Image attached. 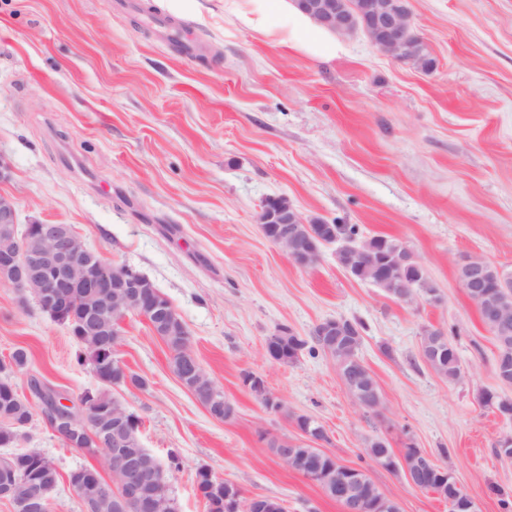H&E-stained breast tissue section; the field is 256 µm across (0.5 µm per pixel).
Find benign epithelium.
I'll return each instance as SVG.
<instances>
[{"label":"benign epithelium","instance_id":"7a95c632","mask_svg":"<svg viewBox=\"0 0 512 512\" xmlns=\"http://www.w3.org/2000/svg\"><path fill=\"white\" fill-rule=\"evenodd\" d=\"M295 7L311 22L333 33L349 34L354 31L351 17L344 11L340 0H293ZM364 32L379 49L389 52V56L404 61L417 53V38L411 33L410 26L401 14L396 0H369L363 15ZM279 198H267L261 208V223L275 225V230L264 229L265 237L282 246L289 257H294L299 236L294 225L305 223L298 213H288L278 208ZM0 226L16 227L17 213L13 199L0 194ZM26 236L38 242L36 252L18 249V239L14 238L0 247L1 284H8L22 293L32 294L43 309L61 312L68 304L72 291L82 289L86 294L101 300L99 310L112 312L113 327L107 332L120 328L121 307L137 304L148 299L147 289L152 284L125 271L116 272L112 262L91 251L69 224H30ZM465 274L460 283L471 292L473 298L482 306L491 309L493 321L506 324L512 320L508 307L500 302L487 299L482 288V267L468 261L463 263ZM43 417L52 431L70 429L77 425L73 415H60L51 405L45 406ZM100 448H109V460L116 461L114 469L120 472L118 482L106 480L99 474H93L94 483L86 488L82 483L76 488L89 499H111L120 512H157L159 475L155 470L146 469L134 456H122L117 452L121 443L117 440L95 439ZM277 455L293 471L299 463L294 449L288 447V440H276ZM332 470L336 474V496L344 500L345 512H384L394 504L389 497L373 500L362 494V479L359 469L333 462ZM402 473L411 486L416 489L429 487L420 459L413 466H403ZM15 480L7 476L0 482V499L13 504L16 512H31L42 505L34 498L19 497L14 493ZM433 494L448 503V512H475L473 501L460 490L453 496L433 491ZM238 487L224 483V501L228 507L239 512H257L258 499L253 498L244 506L240 505Z\"/></svg>","mask_w":512,"mask_h":512}]
</instances>
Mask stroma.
Segmentation results:
<instances>
[{"label":"stroma","instance_id":"1","mask_svg":"<svg viewBox=\"0 0 512 512\" xmlns=\"http://www.w3.org/2000/svg\"><path fill=\"white\" fill-rule=\"evenodd\" d=\"M147 1L192 33L195 55L145 24ZM408 5L432 70L396 61L361 31L289 25L277 0H0V156L12 168L0 193L14 198L19 224L72 225L89 248L149 278L233 407L212 417L147 320L123 318L118 357L148 387L112 395L138 417L143 448L163 464L178 455L179 512H206L202 470L287 512H344L278 458L279 437L363 470L401 512H448L365 453L375 437L397 454L412 445L452 469L476 512H504L497 493L512 494V459L496 442L512 436V419L481 396L512 399V386L495 376L494 338L458 267L482 257L512 271V0ZM271 196L307 221L402 243L438 301L405 303L357 280L334 243L314 266L295 264L258 222ZM336 317L365 326L360 357L379 411L356 406L323 353L293 363L264 354L279 328L307 336ZM427 326L452 340L461 381L424 360ZM17 346L31 353L12 376L20 394L32 377L71 398L99 390L69 328L2 284L0 358ZM246 372L263 377L280 410L243 385ZM298 415L326 440L306 438ZM31 449L61 475L51 512H83L66 477L101 456L64 445L38 412L0 459Z\"/></svg>","mask_w":512,"mask_h":512}]
</instances>
